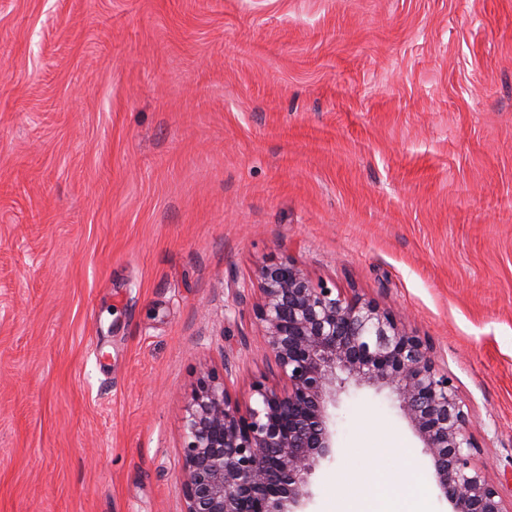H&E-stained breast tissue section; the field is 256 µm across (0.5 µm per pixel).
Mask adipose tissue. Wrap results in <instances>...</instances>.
<instances>
[{
	"instance_id": "1",
	"label": "adipose tissue",
	"mask_w": 512,
	"mask_h": 512,
	"mask_svg": "<svg viewBox=\"0 0 512 512\" xmlns=\"http://www.w3.org/2000/svg\"><path fill=\"white\" fill-rule=\"evenodd\" d=\"M386 455L396 457L399 464L396 472L374 470L376 458ZM363 465L373 471L367 480H358L347 471L337 474L336 494L330 512H352L348 503L353 499L362 501L367 512H430L416 468L407 450L394 438L376 434L373 451L364 459Z\"/></svg>"
}]
</instances>
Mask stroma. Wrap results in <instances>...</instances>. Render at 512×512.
I'll return each mask as SVG.
<instances>
[{
  "instance_id": "stroma-1",
  "label": "stroma",
  "mask_w": 512,
  "mask_h": 512,
  "mask_svg": "<svg viewBox=\"0 0 512 512\" xmlns=\"http://www.w3.org/2000/svg\"><path fill=\"white\" fill-rule=\"evenodd\" d=\"M404 317L512 502V0H0V512H185L201 375L281 385L256 271ZM327 512L388 392L349 388Z\"/></svg>"
}]
</instances>
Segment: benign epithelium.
Masks as SVG:
<instances>
[{"mask_svg":"<svg viewBox=\"0 0 512 512\" xmlns=\"http://www.w3.org/2000/svg\"><path fill=\"white\" fill-rule=\"evenodd\" d=\"M256 318L285 385L241 407L199 378L183 418L185 512H305L312 476L335 454L330 407L349 385L387 388L431 458L452 512H508L471 463L470 420L427 345L395 314L313 284L285 260L258 271Z\"/></svg>","mask_w":512,"mask_h":512,"instance_id":"1","label":"benign epithelium"}]
</instances>
